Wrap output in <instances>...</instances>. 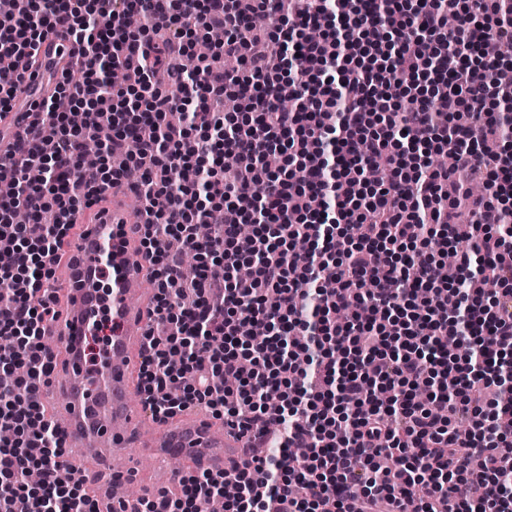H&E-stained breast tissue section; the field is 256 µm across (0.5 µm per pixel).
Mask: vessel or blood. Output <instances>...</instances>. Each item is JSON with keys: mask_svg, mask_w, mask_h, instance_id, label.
I'll list each match as a JSON object with an SVG mask.
<instances>
[{"mask_svg": "<svg viewBox=\"0 0 512 512\" xmlns=\"http://www.w3.org/2000/svg\"><path fill=\"white\" fill-rule=\"evenodd\" d=\"M72 47L62 29L45 37L37 50L36 73L16 104L0 116V153L25 130L35 104L55 93L53 74L59 73ZM141 230L115 206L96 211L94 221L77 215L70 236L73 264L63 277L65 304L52 326L54 347L65 353L60 369L62 405L56 417L63 430L67 458L76 479H83L90 461L109 465L113 485L136 480L133 461L112 467L123 449L138 448L141 455L178 458L186 471H231L246 445L244 437L218 431L213 417L190 407L171 418H157L145 407L138 374L144 336L150 324L142 303L144 261L138 251ZM112 242V344L100 373H93L83 347L97 320V257L104 240ZM99 512H139L132 497L108 493L97 497Z\"/></svg>", "mask_w": 512, "mask_h": 512, "instance_id": "b4317fda", "label": "vessel or blood"}]
</instances>
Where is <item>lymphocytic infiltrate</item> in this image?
I'll use <instances>...</instances> for the list:
<instances>
[{"label":"lymphocytic infiltrate","mask_w":512,"mask_h":512,"mask_svg":"<svg viewBox=\"0 0 512 512\" xmlns=\"http://www.w3.org/2000/svg\"><path fill=\"white\" fill-rule=\"evenodd\" d=\"M60 23L75 49L57 94L0 155L15 185L0 199V372L26 370L0 389V512H97L39 398L56 368L43 339L63 240L125 183L112 158L130 140L155 288L142 399L249 437L233 472L186 474L140 512H207L227 486L224 512H512V387L474 396L512 371V239L498 230L512 117L497 111L512 59L480 51L512 40V0H16L0 15V112ZM216 27V55L242 73L194 59ZM126 66L133 80L110 84ZM228 94L239 111H219ZM104 127L89 181L82 151ZM448 150L455 167H433ZM464 169L484 194L457 182ZM463 206L474 245L456 250ZM252 256L250 278H230Z\"/></svg>","instance_id":"obj_1"}]
</instances>
